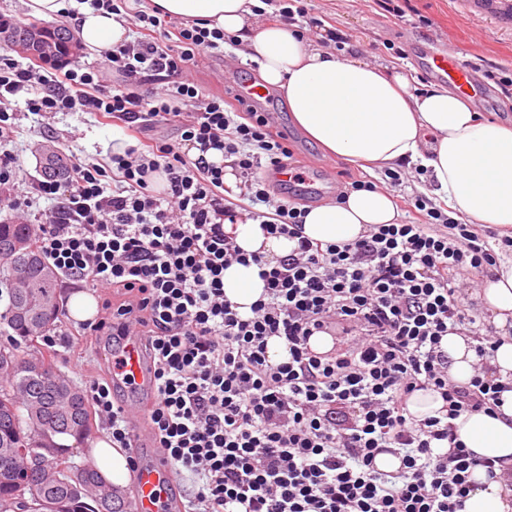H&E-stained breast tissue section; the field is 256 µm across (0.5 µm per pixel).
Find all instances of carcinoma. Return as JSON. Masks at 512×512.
I'll list each match as a JSON object with an SVG mask.
<instances>
[{
  "label": "carcinoma",
  "instance_id": "carcinoma-1",
  "mask_svg": "<svg viewBox=\"0 0 512 512\" xmlns=\"http://www.w3.org/2000/svg\"><path fill=\"white\" fill-rule=\"evenodd\" d=\"M56 36L60 45L56 57H69L77 53L79 42L69 31L58 28ZM40 164L48 177L61 178L67 173V159L58 151L49 158L40 157ZM16 248L38 257L39 269L32 276V280L38 285L40 299L53 307L54 317L50 323L53 327L61 315L59 277L38 250L35 230L30 224H0V299L10 298L8 277L12 263L11 254ZM2 338L14 344L19 359L28 356L30 351L39 352L31 338L22 335L18 322L10 319L6 310L0 314V339ZM72 388L76 390V397L68 404L59 398L55 388L47 385L37 374L17 369L6 377L0 376V406H9L13 410L12 417L0 421V508L3 507L1 501L10 496L13 489V477L8 462L1 457L3 449L30 444L49 424L58 429L60 441L70 437H79L84 441L91 436L86 392L75 384ZM45 468L47 472L43 475H34L31 478L35 508L30 512H52L53 505L58 500L71 497L68 484L51 479L54 459L46 458Z\"/></svg>",
  "mask_w": 512,
  "mask_h": 512
}]
</instances>
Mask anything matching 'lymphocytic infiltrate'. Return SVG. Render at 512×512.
<instances>
[{"label":"lymphocytic infiltrate","instance_id":"1","mask_svg":"<svg viewBox=\"0 0 512 512\" xmlns=\"http://www.w3.org/2000/svg\"><path fill=\"white\" fill-rule=\"evenodd\" d=\"M91 3L123 14L139 38L113 46L107 74L0 68V144L15 136L9 96L32 84V114L95 112L132 140L109 161L75 157L66 179L36 182L54 203L36 224L44 258L66 282L104 296L100 320L82 332L106 339L108 371L88 400L113 447L131 446L130 411L114 385L118 353L140 336L153 378L142 417L170 473L193 485L187 512H457L473 469L496 475L494 459L465 448L453 421L494 414L512 390L491 364L512 322L499 329L470 312L481 274L498 267L512 236L488 239L426 195L402 193L401 171L388 169L385 189L414 220L366 225L350 242L311 241L299 189L274 200L264 177L293 157L283 134L239 99L206 96L193 75L199 49H220L230 36L176 22L169 46L148 11ZM146 82L158 86L148 97L139 91ZM168 126L177 139L161 135ZM188 143L200 157L186 153ZM211 148L228 166L206 160ZM228 167L240 178L235 199ZM249 220L294 240L292 251L273 261L244 253L224 226ZM234 263L256 265L265 283L247 317L224 295ZM318 333L332 337L330 351L311 349ZM449 334L475 352L469 383L448 375ZM273 337L286 342L287 361L271 362ZM428 389L446 413L415 419L407 401ZM439 441L448 451H437ZM384 453L398 457L397 470L376 467Z\"/></svg>","mask_w":512,"mask_h":512}]
</instances>
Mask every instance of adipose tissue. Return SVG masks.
Returning <instances> with one entry per match:
<instances>
[{
  "label": "adipose tissue",
  "mask_w": 512,
  "mask_h": 512,
  "mask_svg": "<svg viewBox=\"0 0 512 512\" xmlns=\"http://www.w3.org/2000/svg\"><path fill=\"white\" fill-rule=\"evenodd\" d=\"M259 0H150L158 13L194 20L208 29L238 35L246 55L256 60L267 84L282 89L294 121L310 139L353 163L379 168L402 164L428 169L436 197L448 215L469 224L512 230V129L481 119L448 88L416 91L402 70L388 71L368 60L341 59L305 43L282 25L252 29ZM47 19L67 18L80 44L100 54L125 40L119 15L95 10L88 0H30ZM400 213L389 192L354 190L345 202L315 207L304 219V234L322 243L355 240L368 224H394ZM247 253L284 256L293 243L264 235L258 224L226 225ZM264 289L257 266L232 264L224 272V295L240 315L251 313ZM487 305L500 319L512 316V265H500L486 278ZM496 416L461 414L454 425L460 441L481 457L512 461V391L503 392ZM93 463L114 487L126 488L131 471L122 449L110 438L96 442ZM461 512H512V492L485 469Z\"/></svg>",
  "instance_id": "1"
}]
</instances>
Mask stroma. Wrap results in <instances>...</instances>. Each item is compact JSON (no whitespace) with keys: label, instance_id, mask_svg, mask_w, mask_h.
I'll use <instances>...</instances> for the list:
<instances>
[{"label":"stroma","instance_id":"stroma-1","mask_svg":"<svg viewBox=\"0 0 512 512\" xmlns=\"http://www.w3.org/2000/svg\"><path fill=\"white\" fill-rule=\"evenodd\" d=\"M302 5L309 16L336 27L353 43L373 45L370 61L404 69L426 87L433 81L407 55L408 43L418 41L455 53L472 66L478 82L491 90L488 100L472 102V109L482 118L512 127V0H392L388 5L383 0H303ZM234 52L229 46L221 55L209 49L197 54L196 79L207 93L221 95L231 87V80L224 77V57ZM25 98L22 92L11 98L16 137L7 149L18 154L19 166L11 182L0 188V222L11 221V204L25 201L40 176L38 145L51 144L65 155L94 163L109 159L130 143L121 127L91 112L59 113L52 130H44L37 116L26 111ZM273 110L288 134L299 173L310 174L313 166L326 163L342 172L348 182L382 178V169L348 162L311 141L293 122L286 98H279ZM101 354L100 341L90 337L81 358L71 360L63 348L56 360L83 388L102 374Z\"/></svg>","mask_w":512,"mask_h":512}]
</instances>
